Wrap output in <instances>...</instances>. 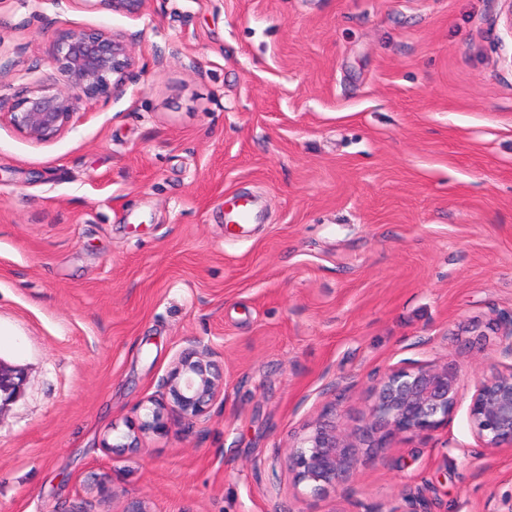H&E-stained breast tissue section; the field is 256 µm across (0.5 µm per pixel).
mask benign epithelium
<instances>
[{"mask_svg":"<svg viewBox=\"0 0 512 512\" xmlns=\"http://www.w3.org/2000/svg\"><path fill=\"white\" fill-rule=\"evenodd\" d=\"M112 13L138 15L147 0H83ZM52 60L65 77L59 89L37 87L13 98L0 121L36 143L62 135L82 101L109 103L137 75L132 38L108 29H68L54 40ZM458 370L446 365L411 364L392 368L380 380L371 407L372 423L366 437L383 448L398 433L425 434L453 417L460 399ZM23 385V372L0 360V409L13 401ZM162 398L147 409L123 441L107 448H136L140 435L163 426L164 411L194 425L224 397V368L208 344L186 341L174 355L162 381ZM469 418L485 448L512 451V363L477 380L469 404ZM353 444L334 425H319L288 454V470L295 482L320 492L354 471ZM403 504L387 512H422L423 495L406 493Z\"/></svg>","mask_w":512,"mask_h":512,"instance_id":"obj_1","label":"benign epithelium"}]
</instances>
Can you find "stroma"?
<instances>
[{
  "mask_svg": "<svg viewBox=\"0 0 512 512\" xmlns=\"http://www.w3.org/2000/svg\"><path fill=\"white\" fill-rule=\"evenodd\" d=\"M501 0H0V107L62 86L53 40L132 36L140 76L35 143L0 123V512H512L468 408L512 315V36ZM260 223L229 237L225 202ZM224 399L111 451L186 340ZM461 372L448 425L363 433L403 364ZM356 447L312 493L316 424ZM94 9L106 10L112 13L138 15L147 0H82ZM22 385V370L0 360V409L18 396ZM351 448L355 445L335 425H319L288 454V469L296 483L324 491L354 471Z\"/></svg>",
  "mask_w": 512,
  "mask_h": 512,
  "instance_id": "1",
  "label": "stroma"
}]
</instances>
